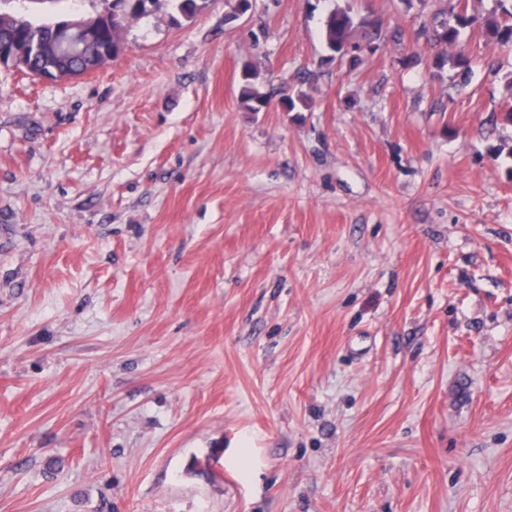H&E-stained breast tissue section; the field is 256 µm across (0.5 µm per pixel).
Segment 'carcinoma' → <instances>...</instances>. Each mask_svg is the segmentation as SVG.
<instances>
[{"mask_svg":"<svg viewBox=\"0 0 512 512\" xmlns=\"http://www.w3.org/2000/svg\"><path fill=\"white\" fill-rule=\"evenodd\" d=\"M112 2V18L97 30V46L112 51L116 57L123 49V36L131 23L143 18L155 0H103ZM60 18L34 21L26 19L19 29L0 31V42H18L25 49V66L36 73L53 76L69 70L86 71L98 62L97 53L88 49L81 55H55L47 51V44L55 36ZM473 26L483 29L486 37L503 48L512 49V0H494L493 9L485 17L468 14L448 7L447 16L433 21L414 32L415 39H426L444 48H456L452 55L441 54L434 60V66L442 69L449 66L464 76L468 73L471 58L460 47L464 30ZM382 35V21L372 15H355L350 5L331 10L323 20V37L329 52L328 60L348 59L352 62L360 56L379 48ZM258 73L246 66L241 73L240 102L247 112H260L270 105V99L255 87ZM306 93L301 90L284 91L279 104L286 112H296L305 105Z\"/></svg>","mask_w":512,"mask_h":512,"instance_id":"1","label":"carcinoma"}]
</instances>
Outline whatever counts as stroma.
Instances as JSON below:
<instances>
[{"label":"stroma","mask_w":512,"mask_h":512,"mask_svg":"<svg viewBox=\"0 0 512 512\" xmlns=\"http://www.w3.org/2000/svg\"><path fill=\"white\" fill-rule=\"evenodd\" d=\"M345 3L402 40L327 62ZM232 7L0 69V512H512V51L456 96L438 0ZM258 73L250 66H245L241 73L240 102L247 112H262L270 105V99L255 87Z\"/></svg>","instance_id":"obj_1"}]
</instances>
